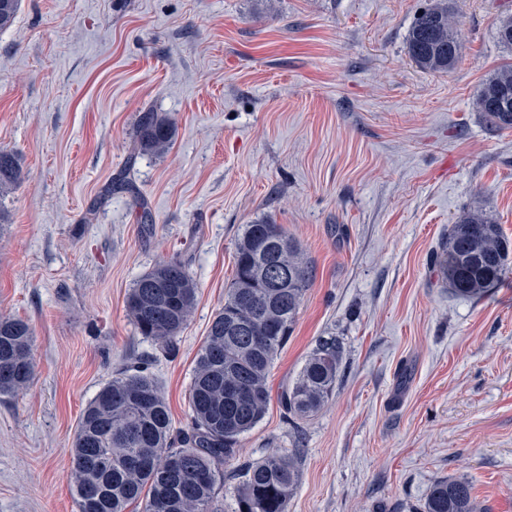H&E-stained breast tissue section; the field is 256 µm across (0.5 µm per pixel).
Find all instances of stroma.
<instances>
[{"label": "stroma", "mask_w": 512, "mask_h": 512, "mask_svg": "<svg viewBox=\"0 0 512 512\" xmlns=\"http://www.w3.org/2000/svg\"><path fill=\"white\" fill-rule=\"evenodd\" d=\"M434 0H20L0 32V316L34 329L35 373L0 397V512H78L71 446L100 387L145 366L174 428L234 276L243 225H284L313 268L233 467L296 454L288 512H422L463 478L512 512V261L480 298L431 264L463 215L512 240V129L477 106L512 61V0H449L451 71L418 68L408 30ZM176 127L134 155L139 113ZM126 173L135 193L108 192ZM154 221H140V203ZM180 262L196 303L164 354L128 315L133 282ZM342 368L315 416L280 397L321 338ZM22 180V166L18 155L11 150L0 149V194L15 189Z\"/></svg>", "instance_id": "stroma-1"}]
</instances>
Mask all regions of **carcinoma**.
<instances>
[{
	"label": "carcinoma",
	"instance_id": "cac0c4a2",
	"mask_svg": "<svg viewBox=\"0 0 512 512\" xmlns=\"http://www.w3.org/2000/svg\"><path fill=\"white\" fill-rule=\"evenodd\" d=\"M19 0H0V30L10 27ZM408 51L421 68H454L460 44L448 23V3L438 0L419 11L408 34ZM485 120L512 128V63L497 67L477 98ZM175 125L159 112L138 115V153L165 154ZM22 180L18 155L0 149V194ZM512 243L500 225L483 214L460 218L436 254L435 264L458 297L475 298L504 276ZM313 270L283 225L272 219L246 224L238 236L234 276L209 327L193 371L190 425L172 419L155 379L136 366L112 378L80 416L71 451L79 512H218L224 466L242 435L263 417L270 400L268 376L277 352L288 342ZM196 283L181 263L169 260L143 273L126 305L140 335L175 351V338L196 302ZM33 329L22 319L0 317V396L27 386L35 372ZM340 346L319 341L291 387L281 396L285 411L298 418L321 410L336 386ZM237 512H288L299 480L297 457L272 454L242 469ZM425 512H477L465 479L437 482Z\"/></svg>",
	"mask_w": 512,
	"mask_h": 512
}]
</instances>
